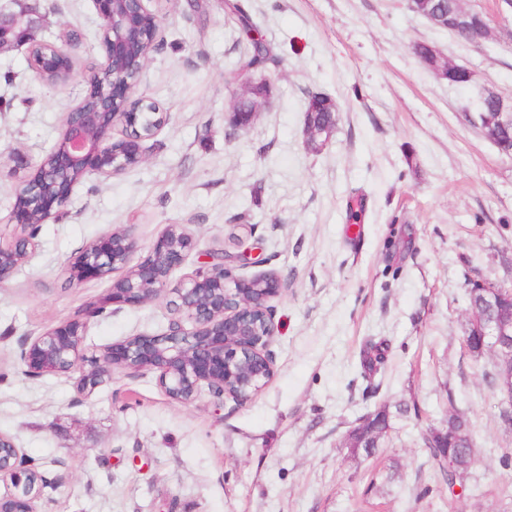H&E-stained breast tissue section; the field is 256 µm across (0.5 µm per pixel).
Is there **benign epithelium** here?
Returning <instances> with one entry per match:
<instances>
[{"instance_id": "obj_1", "label": "benign epithelium", "mask_w": 512, "mask_h": 512, "mask_svg": "<svg viewBox=\"0 0 512 512\" xmlns=\"http://www.w3.org/2000/svg\"><path fill=\"white\" fill-rule=\"evenodd\" d=\"M98 17L102 60L86 77V92L93 105L80 103L66 113L54 147L38 162L21 154L10 157L15 170L29 174L18 191L11 218L18 230L0 240V284L9 281L34 254L39 225L58 217L69 202L73 187L90 175L110 178L141 164L144 142L167 121L160 113L148 119L149 100L133 98L147 57V42L157 43L159 17L144 0H92ZM41 16L22 24L13 13L0 11V51L40 43ZM74 37L61 38L59 53L44 58L35 73L56 70L71 77L72 58L67 47ZM120 125L122 138H112ZM140 249L129 229L111 231L86 245L66 268L76 285L109 278L118 270L109 294L84 309L83 318L51 327L26 337L19 346L23 372L33 378L48 374L76 376L77 388L91 394L112 371L130 375L154 372L160 388L172 401L191 403L207 391L218 401L230 398L244 402L259 391L274 373L267 353L277 332L270 301L281 291L272 275L238 277L225 255H211L178 287L169 289L173 271L197 249V242L183 225L170 224L153 242L147 255L131 266V256ZM173 293L175 317L157 334H138L103 347L86 356L84 341L90 319L107 307L140 306ZM490 343L481 350L494 354L501 405L512 406V308L502 309L483 331ZM34 463L16 447L11 437L0 434V482L12 491L0 497V512H39L43 484L28 478Z\"/></svg>"}]
</instances>
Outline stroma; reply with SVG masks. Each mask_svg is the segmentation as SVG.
<instances>
[{
    "label": "stroma",
    "instance_id": "stroma-1",
    "mask_svg": "<svg viewBox=\"0 0 512 512\" xmlns=\"http://www.w3.org/2000/svg\"><path fill=\"white\" fill-rule=\"evenodd\" d=\"M275 61L270 99L244 128L231 82L246 50L221 0H146L161 19L136 93L167 123L146 160L77 184L39 246L0 286V433L52 482L41 512H512V430L486 379L493 358L464 347L467 283L512 286V155L468 121L478 97L512 98V0H461L491 33L459 40L408 0H238ZM37 6L42 39L79 36L73 74L48 85L24 49L0 53V164L38 161L80 102L99 62L91 0H0ZM472 72L455 86L422 66L416 43ZM312 93L339 107L330 141L312 146ZM361 206V222L346 220ZM170 224L200 251H256L237 275L274 274L278 332L271 380L244 404L209 395L182 404L155 373L115 371L92 394L75 377H26L20 342L104 298L110 280L69 282L68 260L103 233L132 229L143 249ZM169 300L91 319L85 348L166 329ZM380 356L375 372L367 356ZM385 408L389 428L368 457L349 448L360 418ZM470 422L475 464L449 492L424 446Z\"/></svg>",
    "mask_w": 512,
    "mask_h": 512
}]
</instances>
